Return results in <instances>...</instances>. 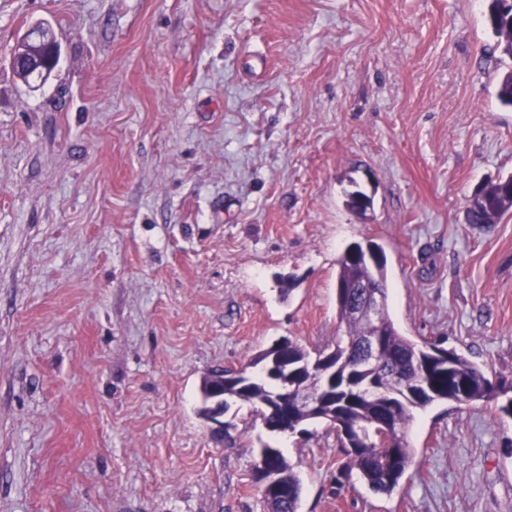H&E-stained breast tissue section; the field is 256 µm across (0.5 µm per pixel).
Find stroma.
<instances>
[{
	"label": "stroma",
	"instance_id": "1",
	"mask_svg": "<svg viewBox=\"0 0 512 512\" xmlns=\"http://www.w3.org/2000/svg\"><path fill=\"white\" fill-rule=\"evenodd\" d=\"M489 3L0 0V512H267V444L299 512H512L492 403L416 411L389 496L336 487L323 421L199 413L213 371L335 344L353 243L403 335L512 382V213L466 222L512 174ZM42 20L61 57L32 89L9 58ZM499 184L485 186L473 198L466 211L468 224H495L512 211V201L505 202V197L497 191ZM264 461L258 458L253 467L255 482L256 475L262 472L261 464L270 468L276 482L288 492L275 493L270 487L262 491L263 499L269 512H298L302 493V481L280 448H262Z\"/></svg>",
	"mask_w": 512,
	"mask_h": 512
}]
</instances>
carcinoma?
<instances>
[{"mask_svg":"<svg viewBox=\"0 0 512 512\" xmlns=\"http://www.w3.org/2000/svg\"><path fill=\"white\" fill-rule=\"evenodd\" d=\"M488 26L500 39L503 52L512 57V6L506 0H490L487 13ZM58 65V57L50 56V49L44 43L20 37L13 52V70L29 85L44 83ZM497 100L504 107H512V70L505 73L498 84ZM512 212V201L497 191V185L485 186L473 198L466 211L469 224H494ZM351 248H346L338 260L336 285L348 288L355 294L352 285L363 280L386 279L385 260L372 265L360 262L350 256ZM336 312L339 323L344 326L346 340H339L333 347H324L310 354L301 345L288 342L285 357L292 366V374L299 385L319 397L317 412H297V423L320 419L331 426L345 414L353 424V432L340 439L345 461L338 467L339 475L348 478L360 476L369 488L380 494L390 495L401 488L402 480L409 469L413 455L405 441V430L414 419V411L423 409L434 402H497L506 398L499 409L506 413L512 406V388L496 387L485 372L464 355L453 349L439 348L426 344L418 345L400 333L391 319L388 306L381 309L382 350L380 367L376 371L363 372L357 368L362 353L357 339L366 334L367 322L356 313L346 299L336 296ZM273 351L268 347L261 351L254 364L266 368V373L255 379L243 371L224 372V378L214 380L205 377L201 385L203 405L201 415L210 419L217 412L210 391L220 385L232 393L233 403H247L254 407L260 418H265L270 408L275 406L287 390V380L283 371L271 368ZM335 359L336 373L329 388H323L322 380L308 372L303 364L314 358ZM422 366L430 373L435 385V393L422 401L402 405L394 413H387L384 403L392 385L387 372L397 369L408 380ZM265 460L256 461L253 473L262 471V466L270 468L276 482L287 493L274 492L267 487L262 491L268 512H298L302 493L299 475L279 448H264Z\"/></svg>","mask_w":512,"mask_h":512,"instance_id":"obj_1","label":"carcinoma"}]
</instances>
